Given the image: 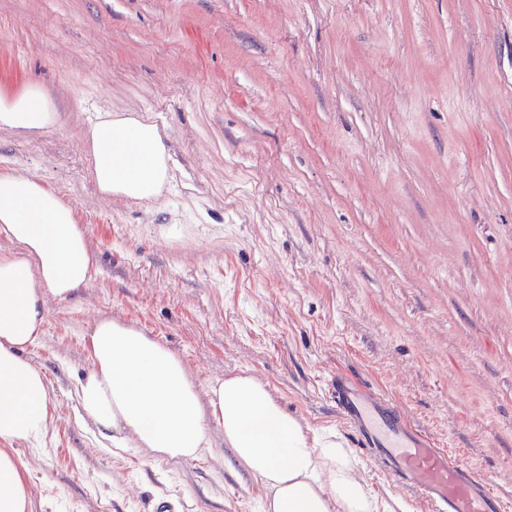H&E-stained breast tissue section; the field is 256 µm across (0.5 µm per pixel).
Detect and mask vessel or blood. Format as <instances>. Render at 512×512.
Segmentation results:
<instances>
[{
  "label": "vessel or blood",
  "instance_id": "b4317fda",
  "mask_svg": "<svg viewBox=\"0 0 512 512\" xmlns=\"http://www.w3.org/2000/svg\"><path fill=\"white\" fill-rule=\"evenodd\" d=\"M331 389L337 410L358 433L362 448L432 512H505L486 479L407 427L390 398L347 378L336 379Z\"/></svg>",
  "mask_w": 512,
  "mask_h": 512
}]
</instances>
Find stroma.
I'll use <instances>...</instances> for the list:
<instances>
[{
    "label": "stroma",
    "mask_w": 512,
    "mask_h": 512,
    "mask_svg": "<svg viewBox=\"0 0 512 512\" xmlns=\"http://www.w3.org/2000/svg\"><path fill=\"white\" fill-rule=\"evenodd\" d=\"M31 83L59 120L0 130V168L71 204L97 260L27 352L54 411L16 446L33 512H262L217 424L203 456L169 460L83 417L104 316L198 391L254 376L336 431L378 501L430 512L359 448L330 382L384 393L512 512V0H0V88ZM100 112L163 129L160 202L100 195Z\"/></svg>",
    "instance_id": "35a3bbf8"
}]
</instances>
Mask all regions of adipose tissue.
<instances>
[{"instance_id":"1","label":"adipose tissue","mask_w":512,"mask_h":512,"mask_svg":"<svg viewBox=\"0 0 512 512\" xmlns=\"http://www.w3.org/2000/svg\"><path fill=\"white\" fill-rule=\"evenodd\" d=\"M59 114L37 84L0 90V128L27 135ZM85 144L93 178L107 198L158 201L169 180L160 127L141 115L105 114ZM0 512H32L33 489L13 445L40 444L53 417L44 374L26 352L39 341L47 297L65 299L92 279L94 257L73 210L39 180L0 171ZM90 367L77 385L81 409L117 448L135 444L178 460L210 446L205 419L224 429L235 458L270 496L264 512H380L358 463L334 431H312L267 385L245 373L198 394L171 349L118 319L96 321Z\"/></svg>"}]
</instances>
